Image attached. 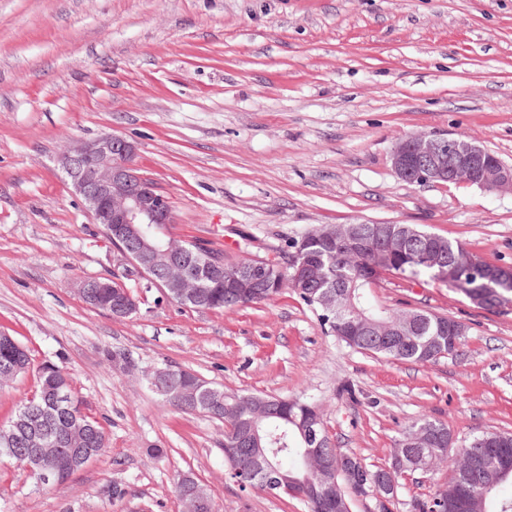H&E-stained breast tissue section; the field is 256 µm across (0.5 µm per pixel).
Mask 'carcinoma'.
Masks as SVG:
<instances>
[{
  "instance_id": "carcinoma-1",
  "label": "carcinoma",
  "mask_w": 512,
  "mask_h": 512,
  "mask_svg": "<svg viewBox=\"0 0 512 512\" xmlns=\"http://www.w3.org/2000/svg\"><path fill=\"white\" fill-rule=\"evenodd\" d=\"M398 234L405 239L403 251L390 252L379 242L357 254L350 255L336 242L327 237V227L308 231L299 239L290 243V248L304 244L305 255L320 262L323 272L322 279L310 284L295 277L290 261L278 256L260 260L262 264H270L271 278L265 293L258 299L246 300L234 292L221 288L213 283L205 284L201 289L209 301V309L222 310L248 304H262L274 300L284 290H292L307 305L319 308L315 298L323 291L340 289L347 297L340 300V310L331 315H321V320L328 325L336 338L348 347L388 361H406L414 363H433L438 357L432 353V342L435 338L451 332L460 322L445 315H439L423 309L398 310L377 304L371 295V289L378 286L386 276L403 273L415 282L421 278L436 279L438 265L423 260L427 253L424 241L426 231L413 224L397 225ZM436 247L441 251L442 259L456 264V270L444 279L448 286L461 293L470 301L478 300L477 306L489 311L505 306H512V283L504 285L487 277L486 272L495 265L483 260L466 244L439 238ZM116 284L113 279L100 280V286L91 289V300L88 305L94 309L107 312L114 317H126L112 304V289L109 285ZM391 327L405 328L416 324V330L409 335L401 336L396 332L389 336H373L363 330H353V324L359 315ZM28 359L18 353L14 347L0 343V375L9 371L16 375L23 373ZM70 380L69 373L55 366L39 378V387L48 391L54 385H61ZM271 400L266 395H234L218 399L217 413L202 406L189 409L178 403L170 402L176 410L185 413H204L214 419L236 425L246 423L251 413ZM74 416L66 411H56L55 422L66 435L63 447L61 467L70 474V453L82 448L96 449L95 455L104 450V437L99 423L88 415L81 414L82 402L73 397ZM282 414L278 417H267L260 422L257 436L246 441L237 442L230 434L224 435L226 448L262 449L269 457L272 466L279 473L293 479L278 491L284 498L297 500L304 504L307 512H341L336 504L329 502L321 494V481L305 477L304 451L314 446L306 433L305 423L309 419L320 417L317 405L301 399L281 400ZM472 452L496 455L503 464L512 468V433L486 432L461 446ZM512 483V471L498 482L491 490L484 488L482 480L474 471L468 474H455L448 483L440 486L427 500L417 501L418 512H468L467 507L474 499L483 500L485 512H512V496L499 495V486Z\"/></svg>"
}]
</instances>
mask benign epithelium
<instances>
[{
    "label": "benign epithelium",
    "instance_id": "1",
    "mask_svg": "<svg viewBox=\"0 0 512 512\" xmlns=\"http://www.w3.org/2000/svg\"><path fill=\"white\" fill-rule=\"evenodd\" d=\"M60 163L71 185L88 210L93 223L112 226V244L120 248L129 271L147 279L156 276L170 287L168 298L185 303L195 297L196 290L186 287L187 268L182 261L187 247L174 236L159 244L148 238L145 225H169L174 216L168 198L153 181L140 172L136 163V147L125 137L107 133L90 140H81L60 155ZM391 164L396 174L410 183H443L472 185L490 192H512V164L503 162L488 148L457 136L418 133L401 139L391 153ZM328 234L344 246L359 250L361 239L351 226L342 224ZM295 275L317 281L320 266L303 257L296 249L292 258ZM269 277V269L255 264L243 277L224 280L226 288H241L246 294L261 292ZM158 393L174 396L196 405H211L218 396L204 391L195 384H180L174 378V369H156L146 375ZM25 432L32 444L22 455L24 466L40 486L58 484L63 479L59 465V447L65 438L46 435L47 425L41 414L28 412L13 423ZM439 440L453 444V435L432 433L423 428L409 435L403 449L396 452L400 467H406L410 457L408 449L418 448ZM306 470L325 477L345 490L355 487L362 462L353 457L339 455L335 458L309 455L305 458ZM271 465L265 457H251L247 470L240 475L266 477V489L275 493L278 479L272 475ZM398 484L391 473L378 478L369 491L385 502L396 493ZM180 500L184 512H214V506L204 487L190 474L178 481Z\"/></svg>",
    "mask_w": 512,
    "mask_h": 512
}]
</instances>
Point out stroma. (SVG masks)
<instances>
[{
    "instance_id": "35a3bbf8",
    "label": "stroma",
    "mask_w": 512,
    "mask_h": 512,
    "mask_svg": "<svg viewBox=\"0 0 512 512\" xmlns=\"http://www.w3.org/2000/svg\"><path fill=\"white\" fill-rule=\"evenodd\" d=\"M421 132L466 136L512 163V0H0V333L31 358L0 387V427L55 364L105 435L62 485L0 460V512H182L184 472L217 512H306L240 489L223 422L175 411L144 381L156 368L228 394L314 400L330 441L372 469L390 465L417 419L439 420L459 445L512 432V307L481 309L439 281L373 290L464 324L459 354L426 364L345 346L288 290L197 310L135 278L138 309L120 319L77 292L124 273L57 162L105 133L135 145L171 203V234L228 265L288 253L321 226L388 222L512 266L511 192L397 176L394 146ZM453 468L399 476L390 512H413Z\"/></svg>"
}]
</instances>
